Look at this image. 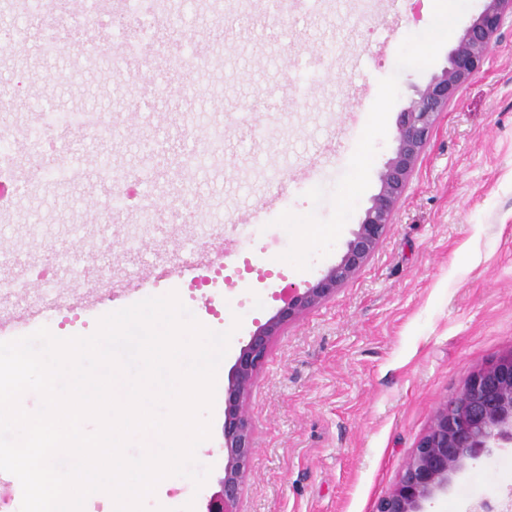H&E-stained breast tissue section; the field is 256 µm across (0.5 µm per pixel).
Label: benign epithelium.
<instances>
[{
  "label": "benign epithelium",
  "instance_id": "obj_1",
  "mask_svg": "<svg viewBox=\"0 0 512 512\" xmlns=\"http://www.w3.org/2000/svg\"><path fill=\"white\" fill-rule=\"evenodd\" d=\"M512 0H485L480 14L457 35L446 66L422 87L396 120V147L379 176L357 230L336 264L306 288H288L284 306L256 325L240 349L224 388V471L219 490L206 497L204 512H233L254 448V424L245 402L273 338L347 283L365 265L386 236L396 206L410 183L437 116L479 72L498 37ZM512 446V349L493 357L468 379L464 391L440 405L391 490L376 512H426L436 495L448 490L454 473L494 448Z\"/></svg>",
  "mask_w": 512,
  "mask_h": 512
}]
</instances>
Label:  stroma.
<instances>
[{
    "label": "stroma",
    "instance_id": "35a3bbf8",
    "mask_svg": "<svg viewBox=\"0 0 512 512\" xmlns=\"http://www.w3.org/2000/svg\"><path fill=\"white\" fill-rule=\"evenodd\" d=\"M483 0H450L452 31L434 0H328L323 10L270 13L203 9L183 0L181 24L141 38L120 27L77 34L66 54L40 51L44 22L11 15L25 31L23 64L0 47V120L25 127L46 106L109 114L118 135L66 138L46 131L39 151L14 144L5 179L17 192L0 206V323L28 315L60 338L78 322L150 296L177 292L204 326L233 330L219 366L228 378L256 323L339 259L379 188L396 142V118L414 87L446 64L452 32ZM125 39L134 50L101 66L86 44ZM366 63L352 64L356 55ZM185 57L171 66L172 57ZM381 129L368 134L377 109ZM366 156L356 171L358 156ZM112 164V182L98 175ZM80 166L75 182L52 168ZM363 191L344 202L353 174ZM162 212L98 214L117 184ZM267 215L261 243L287 267L234 285L196 286L203 268L234 265L248 215ZM240 329H233L234 317ZM512 347V17L481 70L436 120L432 136L373 256L346 284L274 337L247 397L255 448L236 512H375L444 401ZM224 398L211 436L196 450L211 473L202 488L168 477L146 512H176L205 498L223 475ZM512 499V447L454 474L429 512H473Z\"/></svg>",
    "mask_w": 512,
    "mask_h": 512
}]
</instances>
